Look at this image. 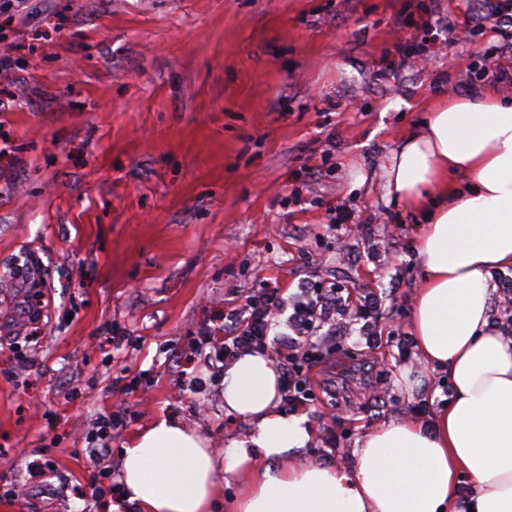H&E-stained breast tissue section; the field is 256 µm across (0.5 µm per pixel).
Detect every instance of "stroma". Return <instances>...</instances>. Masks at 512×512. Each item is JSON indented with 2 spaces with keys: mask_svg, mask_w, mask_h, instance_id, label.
<instances>
[{
  "mask_svg": "<svg viewBox=\"0 0 512 512\" xmlns=\"http://www.w3.org/2000/svg\"><path fill=\"white\" fill-rule=\"evenodd\" d=\"M481 0H28L0 12V512H113L124 448L181 419L224 450L248 422L209 386L222 365L192 351L225 302L264 279L304 278L386 317L375 373L388 394L346 398L337 451L431 402L400 385L428 377L410 335L422 216L384 189L383 167L437 101L504 89L512 48L490 30L454 42ZM468 58L462 71L457 57ZM346 221L330 229L331 215ZM205 379L200 391L186 378ZM124 400L108 462L113 495L74 451Z\"/></svg>",
  "mask_w": 512,
  "mask_h": 512,
  "instance_id": "35a3bbf8",
  "label": "stroma"
}]
</instances>
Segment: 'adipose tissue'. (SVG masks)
Listing matches in <instances>:
<instances>
[{"mask_svg": "<svg viewBox=\"0 0 512 512\" xmlns=\"http://www.w3.org/2000/svg\"><path fill=\"white\" fill-rule=\"evenodd\" d=\"M385 176L388 196L424 214L410 327L450 402L367 431L350 468L313 464L314 431L279 411L272 358L242 356L224 371V411L251 435L219 453L174 419L139 432L121 475L140 512H216L232 480L230 512H512V336L493 318V274L512 267V104L490 87L432 107Z\"/></svg>", "mask_w": 512, "mask_h": 512, "instance_id": "1", "label": "adipose tissue"}]
</instances>
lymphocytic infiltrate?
I'll list each match as a JSON object with an SVG mask.
<instances>
[{
	"mask_svg": "<svg viewBox=\"0 0 512 512\" xmlns=\"http://www.w3.org/2000/svg\"><path fill=\"white\" fill-rule=\"evenodd\" d=\"M381 297L362 290L349 299L342 289L315 280H302L294 293L273 286L246 296L243 303L224 308V334L199 331L196 351L205 352L209 363H226L245 354H286L290 363L283 376V394L289 404L313 402L316 393L311 376L325 362L318 332L329 338L358 335L366 348H373L381 331ZM279 337H272V330Z\"/></svg>",
	"mask_w": 512,
	"mask_h": 512,
	"instance_id": "1",
	"label": "lymphocytic infiltrate"
}]
</instances>
